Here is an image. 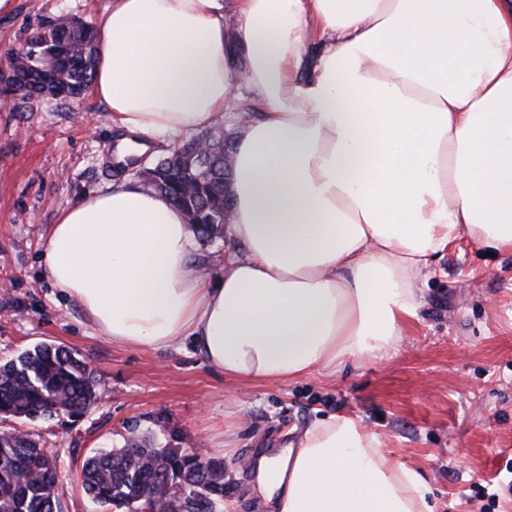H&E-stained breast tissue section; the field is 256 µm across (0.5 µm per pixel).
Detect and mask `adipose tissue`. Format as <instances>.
Returning <instances> with one entry per match:
<instances>
[{
	"mask_svg": "<svg viewBox=\"0 0 512 512\" xmlns=\"http://www.w3.org/2000/svg\"><path fill=\"white\" fill-rule=\"evenodd\" d=\"M110 0L91 90L148 146L231 113L216 279L167 197L123 184L49 225L44 274L101 336L191 343L253 384L331 375L393 348L417 281L461 237L512 250V0ZM133 141V142H134ZM265 512H433L422 475L351 415L256 456Z\"/></svg>",
	"mask_w": 512,
	"mask_h": 512,
	"instance_id": "1",
	"label": "adipose tissue"
}]
</instances>
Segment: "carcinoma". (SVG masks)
<instances>
[{
	"label": "carcinoma",
	"mask_w": 512,
	"mask_h": 512,
	"mask_svg": "<svg viewBox=\"0 0 512 512\" xmlns=\"http://www.w3.org/2000/svg\"><path fill=\"white\" fill-rule=\"evenodd\" d=\"M95 39L93 27L73 16L40 19L23 45L7 54L5 65L17 83L3 92L21 100L79 97L93 79ZM203 157L201 172L185 158L144 186L171 199L207 239L224 229V134L209 136ZM97 385L94 370L66 347L41 343L0 363V415L78 417L97 403ZM81 478L84 491L104 507L131 510L149 499L157 512L176 504L185 512H224L223 463L145 439L88 456ZM57 482L52 451L14 429L0 431V512H61Z\"/></svg>",
	"instance_id": "1"
}]
</instances>
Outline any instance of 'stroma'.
Wrapping results in <instances>:
<instances>
[{"label":"stroma","instance_id":"obj_1","mask_svg":"<svg viewBox=\"0 0 512 512\" xmlns=\"http://www.w3.org/2000/svg\"><path fill=\"white\" fill-rule=\"evenodd\" d=\"M107 2L9 0L0 57L22 45L38 18L89 22ZM114 144L104 106L89 93L0 110V362L61 344L100 382L99 403L79 419L22 425L58 457L63 512H103L81 487V465L134 435L204 449L224 464L225 505L253 512V449L282 447L314 420L342 413L377 432L389 459L420 471L435 512H512V251L490 257L460 239L421 278L418 318L385 359L288 383L231 379L188 347L152 351L94 334L44 275L41 245L58 211L132 181L116 171ZM227 424L237 447L231 460L217 446Z\"/></svg>","mask_w":512,"mask_h":512}]
</instances>
